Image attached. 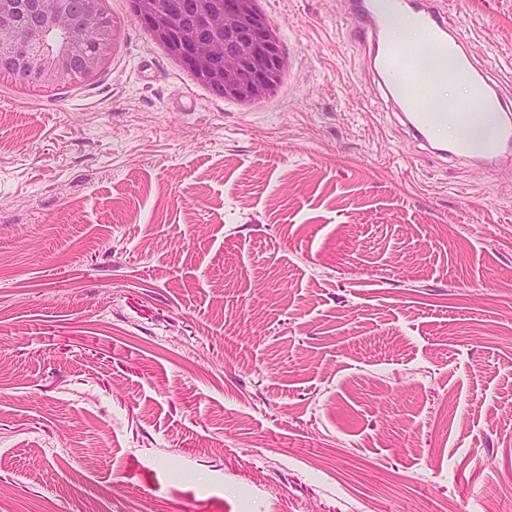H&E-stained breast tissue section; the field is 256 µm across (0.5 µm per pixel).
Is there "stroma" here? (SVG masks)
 <instances>
[{
	"label": "stroma",
	"mask_w": 512,
	"mask_h": 512,
	"mask_svg": "<svg viewBox=\"0 0 512 512\" xmlns=\"http://www.w3.org/2000/svg\"><path fill=\"white\" fill-rule=\"evenodd\" d=\"M101 75L0 76V512L512 503V166L417 144L343 0H258L245 103L131 0ZM512 90V0H448Z\"/></svg>",
	"instance_id": "stroma-1"
}]
</instances>
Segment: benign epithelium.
<instances>
[{"mask_svg":"<svg viewBox=\"0 0 512 512\" xmlns=\"http://www.w3.org/2000/svg\"><path fill=\"white\" fill-rule=\"evenodd\" d=\"M135 14L175 59L226 97L266 98L284 60L277 28L257 0H132ZM114 24L99 9L79 15L75 0H0V75L33 86L97 77Z\"/></svg>","mask_w":512,"mask_h":512,"instance_id":"7a95c632","label":"benign epithelium"}]
</instances>
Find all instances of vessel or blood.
I'll list each match as a JSON object with an SVG mask.
<instances>
[{
  "label": "vessel or blood",
  "instance_id": "obj_1",
  "mask_svg": "<svg viewBox=\"0 0 512 512\" xmlns=\"http://www.w3.org/2000/svg\"><path fill=\"white\" fill-rule=\"evenodd\" d=\"M403 19L424 35L421 45L401 51L388 37L394 20ZM348 20L362 43L368 44L372 65L387 97L418 143L438 156L455 157L496 169L512 163V121L497 124L481 139L449 142L448 124L470 125L484 108L506 109L497 85L473 65L462 39L448 29L445 0H349ZM452 60L457 77L470 82L473 96L442 99L435 92L446 76L440 63Z\"/></svg>",
  "mask_w": 512,
  "mask_h": 512
}]
</instances>
